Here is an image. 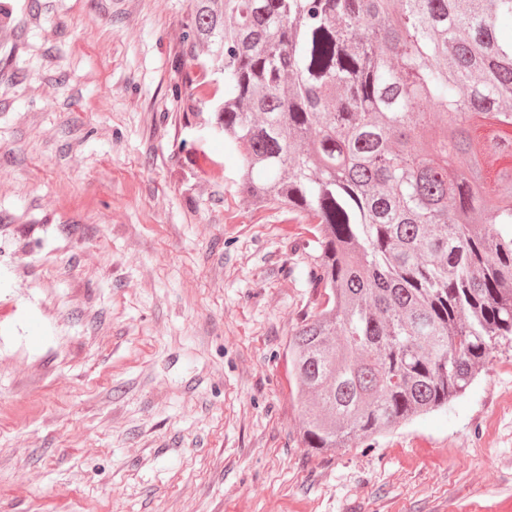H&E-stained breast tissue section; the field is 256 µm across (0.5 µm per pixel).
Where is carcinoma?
<instances>
[{
	"mask_svg": "<svg viewBox=\"0 0 512 512\" xmlns=\"http://www.w3.org/2000/svg\"><path fill=\"white\" fill-rule=\"evenodd\" d=\"M191 24L242 192L317 232L304 445L462 395L512 336V0H192Z\"/></svg>",
	"mask_w": 512,
	"mask_h": 512,
	"instance_id": "1",
	"label": "carcinoma"
}]
</instances>
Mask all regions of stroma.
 <instances>
[{
  "mask_svg": "<svg viewBox=\"0 0 512 512\" xmlns=\"http://www.w3.org/2000/svg\"><path fill=\"white\" fill-rule=\"evenodd\" d=\"M190 0H0V512L512 503V340L448 406L301 442L312 225L239 191Z\"/></svg>",
  "mask_w": 512,
  "mask_h": 512,
  "instance_id": "35a3bbf8",
  "label": "stroma"
}]
</instances>
